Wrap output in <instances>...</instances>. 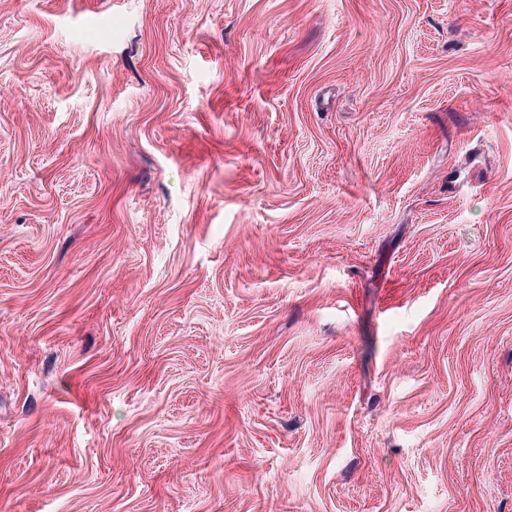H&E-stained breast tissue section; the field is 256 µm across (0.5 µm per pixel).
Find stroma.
I'll use <instances>...</instances> for the list:
<instances>
[{
  "instance_id": "35a3bbf8",
  "label": "stroma",
  "mask_w": 512,
  "mask_h": 512,
  "mask_svg": "<svg viewBox=\"0 0 512 512\" xmlns=\"http://www.w3.org/2000/svg\"><path fill=\"white\" fill-rule=\"evenodd\" d=\"M0 512H512V0H0Z\"/></svg>"
}]
</instances>
